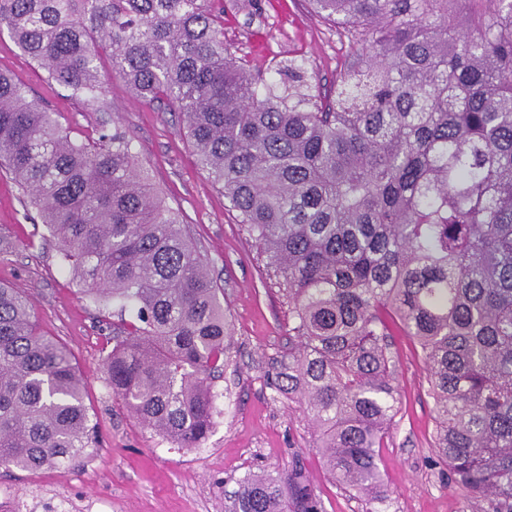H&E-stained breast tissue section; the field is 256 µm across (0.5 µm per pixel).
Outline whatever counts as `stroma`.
Returning <instances> with one entry per match:
<instances>
[{
  "mask_svg": "<svg viewBox=\"0 0 512 512\" xmlns=\"http://www.w3.org/2000/svg\"><path fill=\"white\" fill-rule=\"evenodd\" d=\"M224 42L236 57L260 71L278 62H304L322 93L333 92L358 47L324 22L307 0H223ZM0 72L24 85L54 112L72 138L98 136L100 126L119 127L166 202L177 209L224 287L233 332L230 361L216 382L221 410L209 438L193 451L178 449L141 426L113 399L104 360L112 348V311L82 299L73 276L60 266L52 240L27 198L0 171V284L23 289L50 336L70 351L82 372L85 402L100 432L89 455L37 473L0 468V512H231L232 495L246 472L274 469L300 458L323 512H364L365 504L325 473L311 448L307 421L294 403L277 397L267 374L288 352V299L266 257L239 224L223 192L197 163L179 113L164 102L135 99L110 67L102 73L111 109L88 112L65 92L50 89L46 73L0 32ZM397 365V425L379 451L390 494L387 512H483L448 478L433 446L429 368L402 332L391 338Z\"/></svg>",
  "mask_w": 512,
  "mask_h": 512,
  "instance_id": "obj_1",
  "label": "stroma"
}]
</instances>
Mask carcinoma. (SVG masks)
<instances>
[{
  "mask_svg": "<svg viewBox=\"0 0 512 512\" xmlns=\"http://www.w3.org/2000/svg\"><path fill=\"white\" fill-rule=\"evenodd\" d=\"M310 0L366 52L320 100L304 64L265 77L224 45L216 0H0V31L88 112L103 60L181 113L201 169L262 246L294 343L271 389L302 410L328 475L389 500L391 322L430 367L434 448L452 482L512 512V0ZM0 162L84 297L118 307L107 384L178 448L206 440L229 320L190 227L132 139L78 142L0 73ZM86 387L33 303L0 286V465L36 473L98 447ZM235 512H322L299 459L238 481Z\"/></svg>",
  "mask_w": 512,
  "mask_h": 512,
  "instance_id": "obj_1",
  "label": "carcinoma"
}]
</instances>
